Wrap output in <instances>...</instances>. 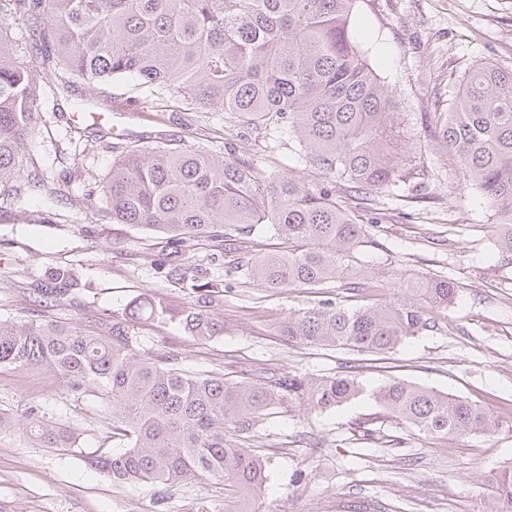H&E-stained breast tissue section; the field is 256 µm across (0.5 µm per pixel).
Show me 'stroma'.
<instances>
[{
    "instance_id": "35a3bbf8",
    "label": "stroma",
    "mask_w": 512,
    "mask_h": 512,
    "mask_svg": "<svg viewBox=\"0 0 512 512\" xmlns=\"http://www.w3.org/2000/svg\"><path fill=\"white\" fill-rule=\"evenodd\" d=\"M354 30L392 93L410 145L415 173L409 184L376 194L360 212L373 242L364 251L371 272L438 274L454 280L460 297L436 329L423 331L385 355L313 348L287 342L277 324L294 310L335 297L337 284L272 292L228 275L235 257L219 242L175 246L99 212L102 180L123 145L146 132L249 162L262 173L316 180L287 137L243 132L226 112L188 115L169 107L155 114L135 80L108 84L100 104L80 92L55 94L41 59L28 55L46 91L42 116L25 153L26 174L48 173L61 195L53 206L31 201L0 206V320L32 319L38 292L56 269L72 270L75 286L56 303L64 320L95 326L138 327L142 351L176 355L177 368L228 378L265 367L278 372L331 375L353 372L373 387L397 377L512 411V263L490 236L497 214L465 183L453 152L439 146L432 114L449 99L473 64L490 60L512 68V0H360ZM114 107L125 140L78 137L99 105ZM214 287L213 305L224 333L193 341L176 323L136 322L134 301L164 296L179 306L197 299V281ZM38 403L47 416L77 429L72 448H41L22 436L0 435V512H224L207 484L166 494L137 484L116 486L90 466V457L115 450L112 426L96 398H74L51 375L0 371V410L22 413ZM267 480L260 512H489V477L512 465V427L490 437L439 440L388 418L361 397L326 412L284 404L262 439Z\"/></svg>"
}]
</instances>
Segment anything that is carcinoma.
<instances>
[{
  "label": "carcinoma",
  "mask_w": 512,
  "mask_h": 512,
  "mask_svg": "<svg viewBox=\"0 0 512 512\" xmlns=\"http://www.w3.org/2000/svg\"><path fill=\"white\" fill-rule=\"evenodd\" d=\"M357 0H0V200L32 196L24 148L40 119L42 86L13 50L9 20H21L31 48L54 63L57 92L74 85L85 101L100 85L134 76L180 97L186 112H228L265 134L288 130L311 182L262 175L182 139L156 136L130 145L106 174L103 217L185 246L198 239L243 243L266 235L278 248L226 274L258 288L315 289L343 280L356 304L327 300L279 321V335L309 347L388 353L435 327L459 286L446 276L402 272L387 282L360 259L371 242L355 211L380 190L405 181L406 151L388 87L352 34ZM438 143L454 151L464 180L496 209L493 234L512 255V69L473 64L447 106L433 113ZM346 188L343 199L336 189ZM394 288L389 300L374 293ZM131 316L176 321L198 342L224 333L206 299L177 308L155 295ZM176 357L140 352L118 323L0 321V370L41 369L77 395L91 393L124 448L90 463L116 485L173 491L206 480L224 512H258L266 462L260 430L284 403L325 412L364 395L352 374L306 376L260 370L240 381L188 374ZM397 423L430 438L492 436L512 421L469 400L400 379L371 390ZM18 431L42 448H70L75 430L33 404L0 413V434ZM497 506L512 512V467L489 479Z\"/></svg>",
  "instance_id": "obj_1"
}]
</instances>
